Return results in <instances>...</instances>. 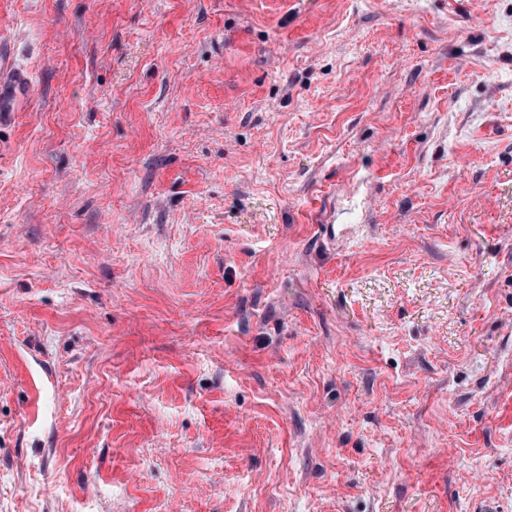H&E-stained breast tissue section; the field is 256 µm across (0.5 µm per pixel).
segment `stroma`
I'll list each match as a JSON object with an SVG mask.
<instances>
[{
  "mask_svg": "<svg viewBox=\"0 0 512 512\" xmlns=\"http://www.w3.org/2000/svg\"><path fill=\"white\" fill-rule=\"evenodd\" d=\"M0 512H512V0H0ZM24 84L25 78L17 72L14 75L13 86L10 90L5 91L0 85V112H18Z\"/></svg>",
  "mask_w": 512,
  "mask_h": 512,
  "instance_id": "obj_1",
  "label": "stroma"
}]
</instances>
